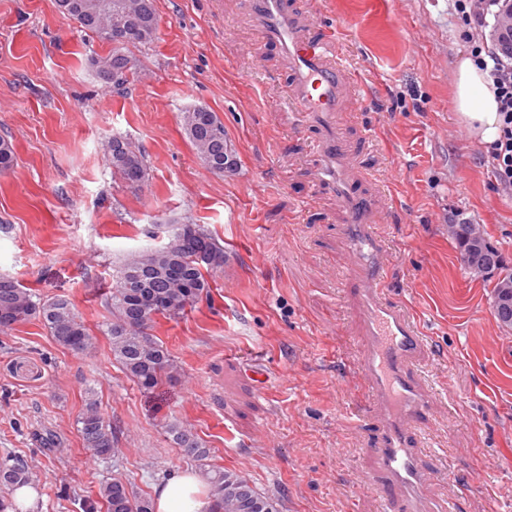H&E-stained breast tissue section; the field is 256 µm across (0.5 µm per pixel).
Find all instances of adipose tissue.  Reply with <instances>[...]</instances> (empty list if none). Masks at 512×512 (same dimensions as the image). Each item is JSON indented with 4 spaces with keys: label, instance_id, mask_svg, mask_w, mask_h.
<instances>
[{
    "label": "adipose tissue",
    "instance_id": "obj_1",
    "mask_svg": "<svg viewBox=\"0 0 512 512\" xmlns=\"http://www.w3.org/2000/svg\"><path fill=\"white\" fill-rule=\"evenodd\" d=\"M455 106L461 122L482 142L499 136V113L487 75L466 58L458 64ZM154 512H211L208 478L204 472L183 471L163 479L154 489Z\"/></svg>",
    "mask_w": 512,
    "mask_h": 512
}]
</instances>
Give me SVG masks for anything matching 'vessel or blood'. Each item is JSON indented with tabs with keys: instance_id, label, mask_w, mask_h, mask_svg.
<instances>
[{
	"instance_id": "1",
	"label": "vessel or blood",
	"mask_w": 512,
	"mask_h": 512,
	"mask_svg": "<svg viewBox=\"0 0 512 512\" xmlns=\"http://www.w3.org/2000/svg\"><path fill=\"white\" fill-rule=\"evenodd\" d=\"M264 35L288 57L293 81L288 102L305 127L319 131L317 150L325 162L321 186L345 205L349 239L363 257L351 283L361 318L358 370L368 391L377 431L366 454L386 512H435L429 497L433 473L420 427L434 392L422 368L428 338L408 307L389 297L385 242L373 230L372 208L352 176L354 156L334 124L360 82L339 48L334 28L313 35L288 0H247Z\"/></svg>"
}]
</instances>
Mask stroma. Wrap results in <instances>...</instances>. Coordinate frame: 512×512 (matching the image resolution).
<instances>
[{"label":"stroma","mask_w":512,"mask_h":512,"mask_svg":"<svg viewBox=\"0 0 512 512\" xmlns=\"http://www.w3.org/2000/svg\"><path fill=\"white\" fill-rule=\"evenodd\" d=\"M294 3L314 29L336 28L361 77L336 120L388 244L389 294L428 336L425 372L441 402L426 431L432 464L447 471L437 493L447 512H512V331L448 235L462 218L481 225L512 270V194L455 110L463 28L448 0ZM154 7L158 39L133 49L137 78L120 93L89 64L109 43L57 17L51 0H0V138L16 156L0 173V277L38 300L69 298L95 338L77 354L34 319L0 333V463L33 465L41 512H83L112 477L149 495L189 469L165 431L177 420L209 448V466L248 474L281 512H379L348 215L318 185V131L296 126L283 52L243 0ZM199 105L224 124L230 174L209 171L182 132L179 112ZM115 136L143 149L144 185L113 178L102 145ZM172 224L204 225L232 258L210 299L153 327L178 372L148 393L112 358L105 292L123 257L166 244ZM90 387L118 456L83 444Z\"/></svg>","instance_id":"35a3bbf8"}]
</instances>
